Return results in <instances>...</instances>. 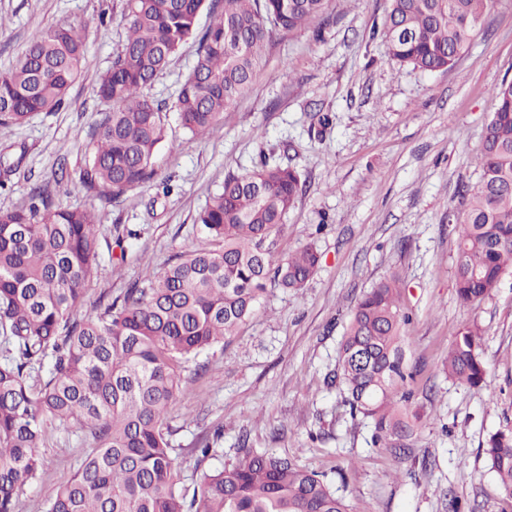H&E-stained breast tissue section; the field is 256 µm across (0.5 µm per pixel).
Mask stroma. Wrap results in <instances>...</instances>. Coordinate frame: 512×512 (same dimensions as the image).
Returning <instances> with one entry per match:
<instances>
[{"mask_svg":"<svg viewBox=\"0 0 512 512\" xmlns=\"http://www.w3.org/2000/svg\"><path fill=\"white\" fill-rule=\"evenodd\" d=\"M385 6L329 0L322 18L277 36L248 91L202 137L170 117L154 159L170 193L148 183L108 203L79 173L109 110L94 78L125 37L124 0H0V74L33 33L57 26L83 29L86 71L62 108L0 135V152L18 164L0 184V210L27 205L42 184L58 205L99 213L113 244L100 251L84 316L102 292L120 293L201 245L198 216L225 177L264 162L297 169L305 192L277 248L285 256L316 243L321 264L304 288L267 291L250 322L183 384L171 409L176 466L191 471L196 438L220 428L209 468L244 448L269 450L325 475L353 512H512L483 454L490 433L512 430V274L473 307L458 301L453 276L460 194L479 179L492 92L512 79V0H495L454 66L435 72L389 59L379 28ZM195 52L185 45L149 95L173 105ZM61 166L70 181L59 187ZM394 276L409 317L408 407L419 416L400 459L371 446L369 421L352 419L343 393L326 383L354 306ZM472 324L482 331L481 390L443 371L449 345ZM83 446L78 434L48 432L42 478L23 490L25 512H46Z\"/></svg>","mask_w":512,"mask_h":512,"instance_id":"35a3bbf8","label":"stroma"}]
</instances>
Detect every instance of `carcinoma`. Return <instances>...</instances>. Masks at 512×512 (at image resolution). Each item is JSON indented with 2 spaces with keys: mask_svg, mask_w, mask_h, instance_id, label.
<instances>
[{
  "mask_svg": "<svg viewBox=\"0 0 512 512\" xmlns=\"http://www.w3.org/2000/svg\"><path fill=\"white\" fill-rule=\"evenodd\" d=\"M211 24L197 31L204 4ZM493 0H386L383 35L400 65L451 67ZM328 0H126L127 35L96 79L112 106L98 125L80 180L108 202L156 176L154 155L168 113L144 90L188 43L195 63L174 105L182 128L199 136L250 87L276 35L321 18ZM85 42L75 27L40 30L0 75V130L63 104L85 76ZM479 181L463 190L454 261L461 303L483 301L512 270V80L493 94ZM304 182L293 168L262 165L230 175L200 213L214 247L175 254L161 272L118 295L102 293L82 318L85 285L99 273L102 228L86 209L55 204L35 186L26 208L0 210V512H24L20 492L43 466L50 430L86 443L71 479L47 512H349L323 475L273 452L244 448L237 461L185 479L174 466L172 403L191 365L237 334L270 288L305 286L321 263L315 244L286 257L277 240ZM399 280L371 288L354 307L328 381L351 416L373 423L372 444L393 455L415 434L407 401ZM476 326L463 327L445 371L482 387ZM194 444L197 463L217 455L215 438ZM484 452L498 490L512 500V431L489 435Z\"/></svg>",
  "mask_w": 512,
  "mask_h": 512,
  "instance_id": "carcinoma-1",
  "label": "carcinoma"
}]
</instances>
